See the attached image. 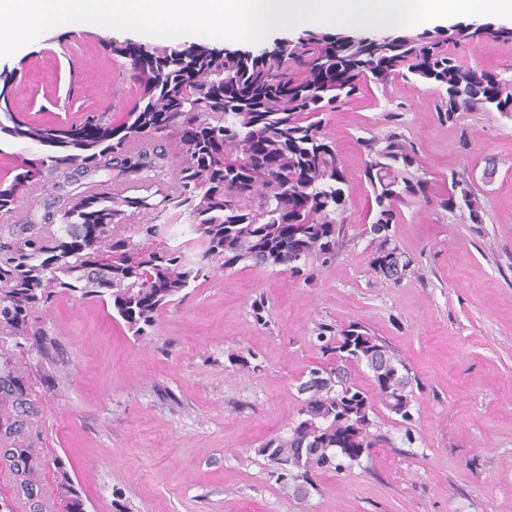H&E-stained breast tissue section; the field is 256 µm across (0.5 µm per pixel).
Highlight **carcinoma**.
<instances>
[{
  "mask_svg": "<svg viewBox=\"0 0 512 512\" xmlns=\"http://www.w3.org/2000/svg\"><path fill=\"white\" fill-rule=\"evenodd\" d=\"M485 40L512 42V30L490 23H459L417 35L355 36L307 31L262 51L196 44L104 45L125 60L136 88L126 120L91 112L79 124L46 128L5 111L0 135L49 147L24 158L8 183H0V211L9 213L49 174L54 184L41 214L21 224L0 225V329L32 336L31 313L58 294L112 303L134 336H142L159 313L182 297L204 270L228 271L250 261L281 268L293 277L309 265L325 266L347 238V176L322 115L335 111L367 82L395 78L428 83L444 91L437 118L456 122L466 112L496 110L512 118V83L493 70L464 64L460 47ZM367 155L363 175L376 205L369 225L370 267L395 282L411 261L389 227L400 207L432 204L484 223L485 204L465 173L451 174L448 194L431 198L416 174L415 147L391 126L381 136L359 139ZM151 213L156 223L141 222ZM184 217L192 237L175 248L145 246L112 233L114 224H135L155 241L158 220ZM332 357L324 379L309 373L298 386L297 419L288 435L257 449L277 479L294 490L314 485L315 475L344 468L340 448H372L385 437L372 431L374 407L410 419L412 378L404 361L358 323L317 335ZM360 365L371 372V389L350 382ZM24 381L9 362L0 373V450L28 492L39 457L20 443L26 401ZM67 512H84L67 473L58 482Z\"/></svg>",
  "mask_w": 512,
  "mask_h": 512,
  "instance_id": "obj_1",
  "label": "carcinoma"
}]
</instances>
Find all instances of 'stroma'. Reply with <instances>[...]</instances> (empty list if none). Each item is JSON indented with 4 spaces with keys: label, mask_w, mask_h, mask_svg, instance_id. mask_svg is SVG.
<instances>
[{
    "label": "stroma",
    "mask_w": 512,
    "mask_h": 512,
    "mask_svg": "<svg viewBox=\"0 0 512 512\" xmlns=\"http://www.w3.org/2000/svg\"><path fill=\"white\" fill-rule=\"evenodd\" d=\"M105 41L155 39L94 25L42 34L0 58L8 108L50 126L107 105L121 118L134 86ZM463 59L512 80L510 43L484 42ZM439 95L401 79L371 83L327 113L348 177L350 230L311 280L239 264L193 283L140 338L100 300L60 295L32 315L52 341L46 358L32 339L0 333V351L28 387L22 440L41 460L27 495L0 460V512H66L63 470L84 512H512V120L468 112L440 123ZM396 119L431 196L463 169L486 214L471 224L422 202L402 207L392 231L414 271L393 282L369 266L362 226L374 197L358 140ZM489 157L497 170L487 181ZM353 323L415 375L413 419L403 424L376 406L387 444L316 475L301 498L258 450L287 435L299 383L327 360L318 327Z\"/></svg>",
    "instance_id": "1"
}]
</instances>
